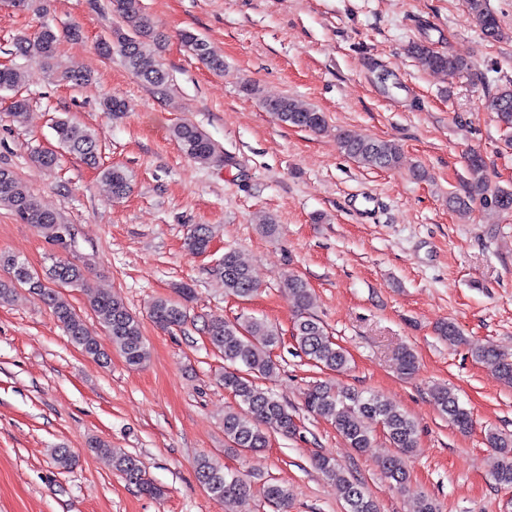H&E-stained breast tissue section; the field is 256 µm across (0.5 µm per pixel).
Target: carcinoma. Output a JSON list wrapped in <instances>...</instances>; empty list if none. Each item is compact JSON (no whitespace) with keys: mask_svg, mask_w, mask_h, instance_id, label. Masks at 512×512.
I'll return each instance as SVG.
<instances>
[{"mask_svg":"<svg viewBox=\"0 0 512 512\" xmlns=\"http://www.w3.org/2000/svg\"><path fill=\"white\" fill-rule=\"evenodd\" d=\"M467 5L470 14L478 21L484 38L488 41L500 39L502 32L499 21L488 9L486 0H467ZM112 12L120 22L113 31V39L121 44L128 43V46L118 48L125 66L153 94L162 99L167 97L170 75L155 57L152 45L157 40V34L142 0H112ZM57 42L55 32L44 26L33 35H18L15 48L47 74L53 67ZM182 43L210 70H224V57L212 50L204 40L186 32L182 34ZM410 50L422 66L431 71L455 75L468 68L465 59L436 52L424 44L416 43ZM29 76V72L20 68H0V91L18 90ZM261 105L286 126L313 133H319L327 126V117L323 112L293 97L266 98L261 100ZM489 108L495 113L501 127L512 129L511 87L501 89L490 101ZM54 131L63 150L78 156L87 166L101 169L114 197L119 199L127 195L130 175L117 166L100 168L98 141L92 132L67 118L55 120ZM171 137L187 157L200 164H210L219 158L215 143L190 122L176 124L171 129ZM337 145L346 156L369 168L392 169L401 159L399 146L385 140L358 138L344 132L338 135ZM468 168L467 191L463 195L448 193V209L467 213L471 203L477 200L485 209L500 212L512 210V190L491 185L480 155H471ZM0 206L11 210L21 222L48 231L51 240L56 242L60 238L64 224L57 214L44 209L17 174L2 166ZM212 236V227L197 224L186 238L187 246L201 254L210 245ZM0 266L8 267L12 273L10 280H0V301L13 297L19 288L26 289L51 309L73 346L98 361L106 363L110 360L105 347L88 333L83 318L62 292L64 288H81L85 285V271L81 265L67 257L57 256L52 259L51 265L38 272L15 256L1 254ZM216 275L224 284V292L241 300L249 299L259 290L250 267L234 251L224 253ZM282 288L298 311L292 338L300 353L322 371L346 370L351 355L332 339L325 325L315 317V294L307 280L299 274H289ZM178 293V301L160 298L154 303L151 318L156 326L168 329L186 323L187 302L193 298V292L183 285L178 288ZM89 306L106 330L112 348L123 356L129 366H142L149 358V350L139 320L122 300L115 295L98 293L90 297ZM203 331L209 345L224 359L221 382L224 389L234 394L239 406L237 410L224 412V436L230 447L259 452L268 446L272 434H295L297 423L288 406L258 383V379L269 377L277 370L273 350L281 343L279 329L256 317L232 322L222 316H212L204 322ZM436 333L451 346L466 341L463 329L451 320L439 322ZM472 356L477 363L490 369L503 384L512 387V353L486 345L472 352ZM395 365L399 374L405 377L414 375L417 371L414 352L407 347L400 349L395 355ZM430 394L435 406L457 430L468 433L473 429L475 421L471 411L461 404L450 387L434 385ZM304 408L308 413L333 424L347 445L359 452L371 447L377 426L383 425V435L392 452L380 461V469L396 485L401 487L406 483L408 471L405 459L417 446L418 430L412 419L386 397L354 388H339L334 381L324 380L304 393ZM485 440L495 451L492 468L494 481L501 487L512 488V437L488 429ZM90 450L112 456L115 470L142 493L152 497L163 494L160 486L150 480H141L145 470L138 457L102 441L91 443ZM314 464L327 479L341 488L347 512H378L363 482L335 459L318 456ZM195 472L199 483L218 499L245 506L253 497L252 486L247 480L214 467L205 456L196 459ZM263 495L282 508L288 507L290 492L281 483H267L263 486Z\"/></svg>","mask_w":512,"mask_h":512,"instance_id":"1","label":"carcinoma"}]
</instances>
